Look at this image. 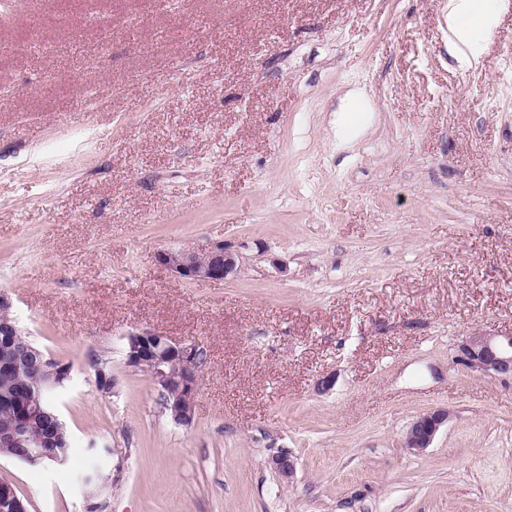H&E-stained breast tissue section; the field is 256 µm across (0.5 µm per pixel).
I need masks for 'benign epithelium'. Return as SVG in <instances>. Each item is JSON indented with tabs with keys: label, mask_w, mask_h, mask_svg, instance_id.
<instances>
[{
	"label": "benign epithelium",
	"mask_w": 512,
	"mask_h": 512,
	"mask_svg": "<svg viewBox=\"0 0 512 512\" xmlns=\"http://www.w3.org/2000/svg\"><path fill=\"white\" fill-rule=\"evenodd\" d=\"M155 260L175 277L188 281L222 283L237 268L235 255L222 243L198 250L161 249L155 253ZM10 306L8 297L0 294V348L14 352L13 358L0 359V372L4 373L19 371L21 359L27 356L48 361L44 354L19 339L23 331L9 316ZM202 349L203 346L196 342L175 341L150 329L132 331L126 337L128 366L148 365L151 378L161 393L172 392L173 401L165 402V407L179 425L187 426L194 419L201 368L198 357ZM455 358L474 372L490 377H512V335L472 333L457 343ZM12 403L17 416L0 421V447L16 448L18 456L32 463L58 460L53 443L61 434L64 422L57 412H48L42 407L40 390H21L12 397ZM448 418L449 412L445 409L418 416L404 432L403 447L411 453L423 452L432 445ZM271 465L283 479L290 481L294 478L296 460L293 456L287 453L275 455ZM0 512H27L13 486L4 481L0 482Z\"/></svg>",
	"instance_id": "benign-epithelium-1"
}]
</instances>
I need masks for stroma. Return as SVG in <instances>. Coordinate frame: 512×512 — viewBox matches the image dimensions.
Masks as SVG:
<instances>
[{"label":"stroma","mask_w":512,"mask_h":512,"mask_svg":"<svg viewBox=\"0 0 512 512\" xmlns=\"http://www.w3.org/2000/svg\"><path fill=\"white\" fill-rule=\"evenodd\" d=\"M507 2L465 67L448 0H12L0 292L70 366L67 463L0 456L27 512H512V379L453 360L512 334ZM216 242L221 284L154 259ZM139 329L206 349L190 425ZM448 410L437 409L414 419L404 432L403 447L411 453H422L429 448L439 430L448 423Z\"/></svg>","instance_id":"obj_1"}]
</instances>
